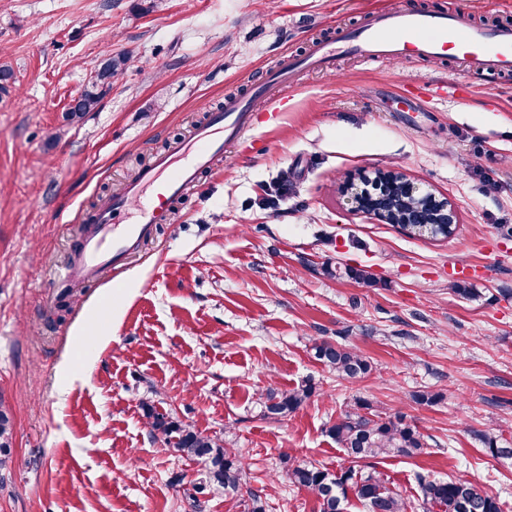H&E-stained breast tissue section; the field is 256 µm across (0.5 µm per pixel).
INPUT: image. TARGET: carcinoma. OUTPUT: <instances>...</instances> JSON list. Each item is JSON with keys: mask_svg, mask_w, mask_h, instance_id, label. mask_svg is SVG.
Segmentation results:
<instances>
[{"mask_svg": "<svg viewBox=\"0 0 512 512\" xmlns=\"http://www.w3.org/2000/svg\"><path fill=\"white\" fill-rule=\"evenodd\" d=\"M112 85L97 79L89 81L68 110L72 118L94 112ZM315 357L341 379H356L372 371L370 362L360 353L329 340L314 346ZM312 385L289 392L274 390L262 402L263 416L280 419L295 412L311 397ZM152 428L159 431L165 444L175 451L200 461L210 486L224 490V495L237 500L243 512H264L261 499L252 491H244L249 476L242 459L230 448L179 424L154 408L147 410ZM329 434L343 449L349 466L331 473L316 464H299L288 469V482L313 494L319 512H345L349 495H354L367 512H408V504L389 489L379 473L364 471L358 463L378 456L412 457L422 453L426 443L415 426L401 416L382 418L370 412V404L356 400L329 427ZM12 426L9 411L0 406V468L7 466L10 456ZM485 451L494 458L512 457V448H503L497 436L480 435ZM422 501L440 512H501L499 500L488 490L461 480H428L418 478Z\"/></svg>", "mask_w": 512, "mask_h": 512, "instance_id": "cac0c4a2", "label": "carcinoma"}]
</instances>
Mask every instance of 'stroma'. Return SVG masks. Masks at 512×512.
Instances as JSON below:
<instances>
[{
  "label": "stroma",
  "mask_w": 512,
  "mask_h": 512,
  "mask_svg": "<svg viewBox=\"0 0 512 512\" xmlns=\"http://www.w3.org/2000/svg\"><path fill=\"white\" fill-rule=\"evenodd\" d=\"M448 0H0V404L13 417L0 512H241L196 495L197 461L168 451L146 407L235 449L266 512H318L288 470L338 471L329 427L354 399L404 416L427 449L368 464L413 507L416 481L452 478L512 512V73L463 75L454 59L337 58L298 68L267 115V75L376 7ZM128 58L98 111L68 102L110 55ZM469 94L445 96L449 85ZM262 114L175 199L120 275L57 298L77 218L228 97ZM397 171L454 208L432 239L350 212L348 181ZM366 271L371 283L324 267ZM474 288L473 298L454 291ZM329 339L373 366L337 379ZM310 384L287 418L267 390ZM430 392L434 401H415Z\"/></svg>",
  "instance_id": "stroma-1"
}]
</instances>
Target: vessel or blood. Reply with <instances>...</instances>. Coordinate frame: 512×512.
<instances>
[{"mask_svg": "<svg viewBox=\"0 0 512 512\" xmlns=\"http://www.w3.org/2000/svg\"><path fill=\"white\" fill-rule=\"evenodd\" d=\"M340 51L373 62L454 56L467 71L497 75L512 72V25H476L461 0H450L440 11L378 9L334 40L311 41L300 63L327 69ZM254 121L249 99H225L223 109L212 113L192 138L156 154L119 194L99 199L94 212L82 218L87 229L77 241L66 279L79 285L106 269L123 271L155 225L169 220L171 203L210 168L216 154L242 144Z\"/></svg>", "mask_w": 512, "mask_h": 512, "instance_id": "1", "label": "vessel or blood"}]
</instances>
